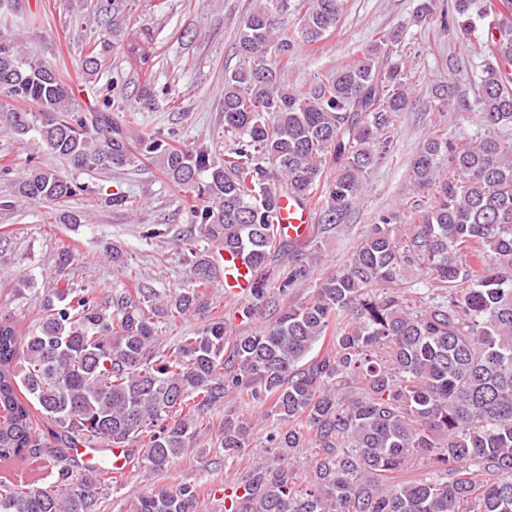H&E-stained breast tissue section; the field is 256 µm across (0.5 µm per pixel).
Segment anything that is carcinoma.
<instances>
[{
	"label": "carcinoma",
	"instance_id": "1",
	"mask_svg": "<svg viewBox=\"0 0 512 512\" xmlns=\"http://www.w3.org/2000/svg\"><path fill=\"white\" fill-rule=\"evenodd\" d=\"M486 0L485 64L473 99L448 84L434 110L474 115L465 135L432 132L411 163L420 198L403 216L380 213L343 267L311 282L321 254L279 229L286 192L315 211L316 233L345 223L368 172L393 145L398 114L410 104L395 35L375 39L328 82L285 84L296 39L276 15L289 0H266L238 32L240 63L224 75V138L208 147L120 124V94L83 109L49 62L23 58L0 42V129L36 137L64 166L111 169L146 160L174 186L197 189L189 209L198 234L178 239L192 287L146 288L115 245L105 250L127 284L99 301L89 288L14 285L41 295V314L21 332L0 317V461H42L57 469L46 487L0 477V512H96L105 488L125 477L109 452L167 472L200 431L217 430L228 462L251 446L244 406L280 421L270 456L237 479L224 512H512V0ZM472 0H451L440 28L469 38ZM128 0H97L112 16V40L148 69L155 49L128 31ZM300 39L315 44L336 30L343 0H304ZM278 60L269 61V41ZM32 104L34 111L21 108ZM85 191L62 171L30 166L17 203L49 204L61 224L88 213L66 207ZM244 252L257 277L248 320L274 319L237 336L224 319L162 338L191 311L209 312L221 250ZM288 251L286 264L274 255ZM311 297L285 306L295 288ZM329 343L324 353L315 348ZM36 403L54 425L38 428ZM224 420L207 415L222 406ZM94 447L81 474L65 463ZM311 449L305 475L296 458ZM428 476L393 482L419 459ZM129 512H201L200 490L182 484L132 499Z\"/></svg>",
	"mask_w": 512,
	"mask_h": 512
}]
</instances>
